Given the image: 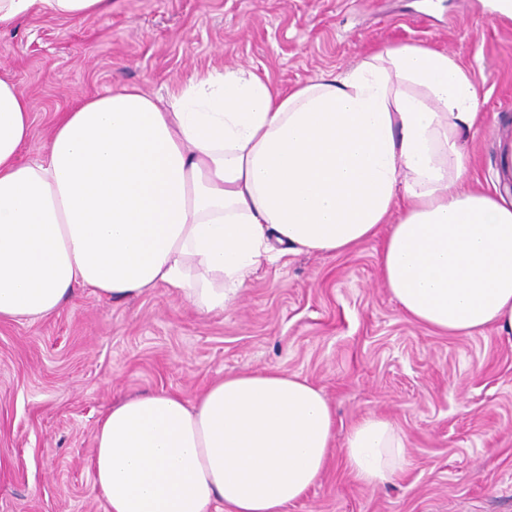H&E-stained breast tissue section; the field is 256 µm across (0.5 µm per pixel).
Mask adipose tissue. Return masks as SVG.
I'll return each mask as SVG.
<instances>
[{
    "label": "adipose tissue",
    "instance_id": "ef3b65f1",
    "mask_svg": "<svg viewBox=\"0 0 512 512\" xmlns=\"http://www.w3.org/2000/svg\"><path fill=\"white\" fill-rule=\"evenodd\" d=\"M112 0H0V30L82 19ZM471 75L418 44L282 91L243 67L193 74L158 102L137 86L88 99L20 162L31 107L0 74V322L46 318L82 288L135 299L175 289L197 311L232 308L288 253L386 237L384 285L406 316L451 336L512 333V151L492 193L466 189L462 133L480 121ZM335 417L306 379L236 373L196 402H115L91 469L109 512H285L320 479ZM374 486L408 451L387 418L344 442Z\"/></svg>",
    "mask_w": 512,
    "mask_h": 512
}]
</instances>
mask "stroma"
<instances>
[{
	"instance_id": "obj_1",
	"label": "stroma",
	"mask_w": 512,
	"mask_h": 512,
	"mask_svg": "<svg viewBox=\"0 0 512 512\" xmlns=\"http://www.w3.org/2000/svg\"><path fill=\"white\" fill-rule=\"evenodd\" d=\"M500 0H112L80 20L0 31V72L29 99L20 159L57 120L124 86L156 99L192 72L245 67L288 91L416 43L472 75L482 121L470 181L492 189L512 143V17ZM382 237L339 254H291L256 273L235 307L198 312L171 289L112 301L76 290L53 315L0 323V512H106L90 457L119 399L194 401L228 373L271 367L319 387L336 414L327 470L287 512H512V335L445 336L409 320L382 282ZM390 419L411 459L375 487L343 444L368 414Z\"/></svg>"
}]
</instances>
